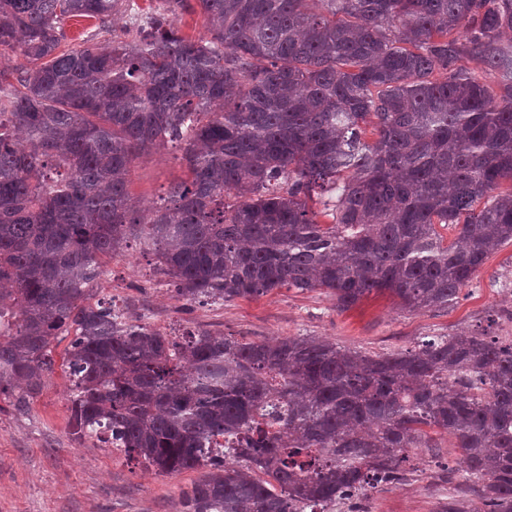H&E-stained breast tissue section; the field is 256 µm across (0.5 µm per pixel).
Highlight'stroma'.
Segmentation results:
<instances>
[{"instance_id": "1", "label": "stroma", "mask_w": 512, "mask_h": 512, "mask_svg": "<svg viewBox=\"0 0 512 512\" xmlns=\"http://www.w3.org/2000/svg\"><path fill=\"white\" fill-rule=\"evenodd\" d=\"M176 150L137 159L129 192L143 205L158 201L170 184L186 179ZM95 299L112 300L143 317L173 339L209 331L243 341L313 336L369 354L414 346L423 336L479 326L512 339V242L484 262L453 304L442 310L409 313L388 291H374L347 309L322 289L280 288L255 300L232 302L176 299L168 278L130 236L121 254L105 259ZM70 382L55 371L27 410L0 399V512H183V494L199 471L169 475L129 460L96 439L76 441L70 434ZM415 472L404 484L375 491L360 501V512H436L444 489L437 475L443 464L457 465L456 454L411 453Z\"/></svg>"}]
</instances>
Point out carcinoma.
I'll return each instance as SVG.
<instances>
[{
	"mask_svg": "<svg viewBox=\"0 0 512 512\" xmlns=\"http://www.w3.org/2000/svg\"><path fill=\"white\" fill-rule=\"evenodd\" d=\"M163 2L0 0V55L25 60L0 71V395L27 409L70 337L72 436L204 470L185 512H333L445 436L460 459L437 512H512V340L176 342L88 302L135 229L181 300L448 308L512 241V0H198L206 38ZM124 13L110 46L61 49L67 22ZM170 145L189 178L133 205V162Z\"/></svg>",
	"mask_w": 512,
	"mask_h": 512,
	"instance_id": "cac0c4a2",
	"label": "carcinoma"
}]
</instances>
